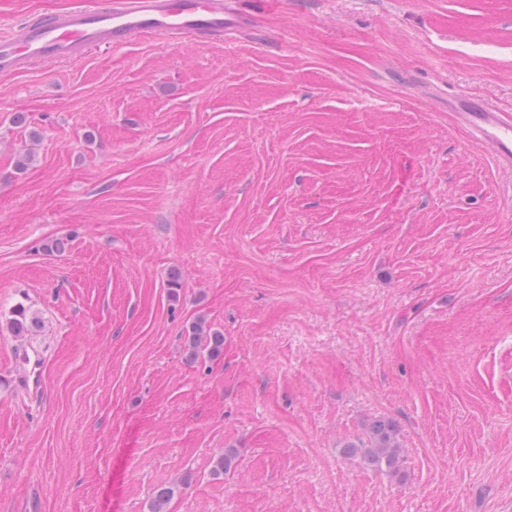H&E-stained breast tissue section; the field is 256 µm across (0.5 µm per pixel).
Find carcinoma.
<instances>
[{
  "instance_id": "cac0c4a2",
  "label": "carcinoma",
  "mask_w": 512,
  "mask_h": 512,
  "mask_svg": "<svg viewBox=\"0 0 512 512\" xmlns=\"http://www.w3.org/2000/svg\"><path fill=\"white\" fill-rule=\"evenodd\" d=\"M35 325V319L28 315L25 306L19 305L13 310L10 327L16 335L21 336L31 331ZM188 338L189 354L193 358L201 353L216 357L224 346V337L206 328L205 322L201 319L189 328ZM343 453L359 458L369 467L383 469L393 475L400 472L401 456L397 427L391 420L376 419L369 423L366 428V437L346 443L343 446ZM173 494L174 491L170 487L158 488L151 512H169L168 505Z\"/></svg>"
}]
</instances>
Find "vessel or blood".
I'll return each mask as SVG.
<instances>
[{"instance_id":"1","label":"vessel or blood","mask_w":512,"mask_h":512,"mask_svg":"<svg viewBox=\"0 0 512 512\" xmlns=\"http://www.w3.org/2000/svg\"><path fill=\"white\" fill-rule=\"evenodd\" d=\"M238 0H92L87 8L35 15L0 34V76L34 65L86 57L95 48H121L147 38L232 40L255 21ZM502 164L512 166V121L485 104L459 97L450 104Z\"/></svg>"}]
</instances>
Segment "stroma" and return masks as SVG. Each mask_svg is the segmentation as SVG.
<instances>
[{
    "mask_svg": "<svg viewBox=\"0 0 512 512\" xmlns=\"http://www.w3.org/2000/svg\"><path fill=\"white\" fill-rule=\"evenodd\" d=\"M244 8L0 78V512H512V168L448 109L512 117V0ZM189 354L194 359L206 352L209 357H216L224 346V337L219 332L207 329L203 320H197L188 331ZM343 453L359 458L365 465L396 475L400 472V445L397 427L391 420L376 419L366 428V439L348 442Z\"/></svg>",
    "mask_w": 512,
    "mask_h": 512,
    "instance_id": "obj_1",
    "label": "stroma"
}]
</instances>
